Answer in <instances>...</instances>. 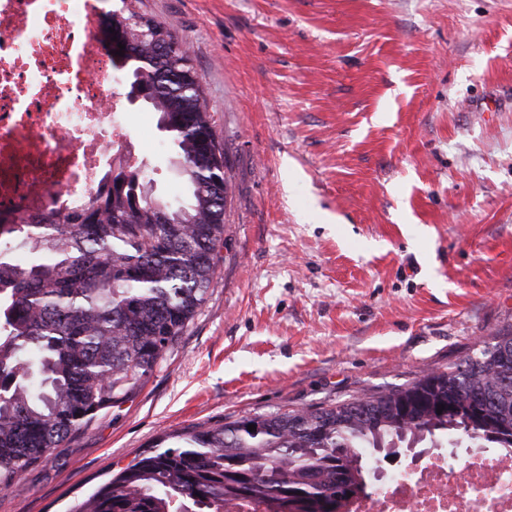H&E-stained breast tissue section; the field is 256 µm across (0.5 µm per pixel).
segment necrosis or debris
Returning <instances> with one entry per match:
<instances>
[{"mask_svg": "<svg viewBox=\"0 0 512 512\" xmlns=\"http://www.w3.org/2000/svg\"><path fill=\"white\" fill-rule=\"evenodd\" d=\"M100 0H0V224L83 206L143 140L120 121ZM337 512H512V453L384 472Z\"/></svg>", "mask_w": 512, "mask_h": 512, "instance_id": "4bbe7bcc", "label": "necrosis or debris"}]
</instances>
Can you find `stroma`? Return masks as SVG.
<instances>
[{"mask_svg":"<svg viewBox=\"0 0 512 512\" xmlns=\"http://www.w3.org/2000/svg\"><path fill=\"white\" fill-rule=\"evenodd\" d=\"M131 7L186 43L212 109L219 276L143 386L0 512H72L164 436L402 385L512 324V0ZM126 108L172 196L157 114Z\"/></svg>","mask_w":512,"mask_h":512,"instance_id":"obj_1","label":"stroma"}]
</instances>
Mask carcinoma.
<instances>
[{"label": "carcinoma", "instance_id": "cac0c4a2", "mask_svg": "<svg viewBox=\"0 0 512 512\" xmlns=\"http://www.w3.org/2000/svg\"><path fill=\"white\" fill-rule=\"evenodd\" d=\"M156 35L169 41L166 58L149 46ZM102 39L125 45L187 199L170 203L120 164L82 209L0 225V489L133 395L217 278L226 232L217 197L229 180L201 83L185 77L194 71L188 48L128 8L104 14ZM440 438L512 451V325L463 362L403 386L181 433L120 468L77 512H224L254 502L336 512L367 487L369 459Z\"/></svg>", "mask_w": 512, "mask_h": 512}]
</instances>
